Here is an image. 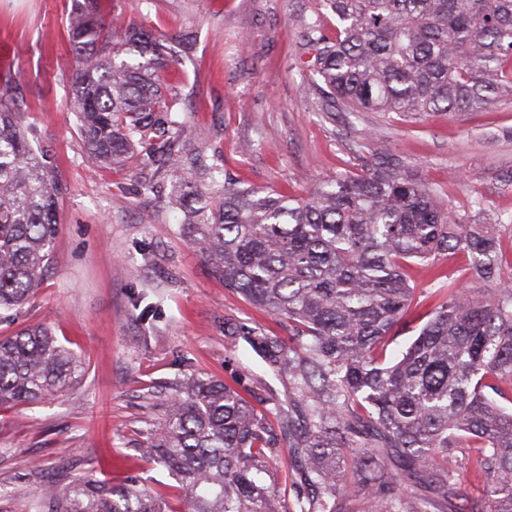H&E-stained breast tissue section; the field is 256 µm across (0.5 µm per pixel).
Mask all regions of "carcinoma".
<instances>
[{
	"label": "carcinoma",
	"instance_id": "1",
	"mask_svg": "<svg viewBox=\"0 0 512 512\" xmlns=\"http://www.w3.org/2000/svg\"><path fill=\"white\" fill-rule=\"evenodd\" d=\"M333 35L307 24L306 67L319 112L418 119L481 112L512 92V0H324ZM68 107L87 160L134 166L138 195L157 179L183 213L179 231L224 287L286 335L224 318V343L288 378L258 411L224 381L192 374L167 387L138 451L180 484L184 512H512V265L492 224L392 161L384 142L364 173L322 180L303 197L217 178L224 166L187 137L183 92L163 72L195 41L99 14L74 0ZM22 93L0 88V311L35 294L50 263L65 187L36 151ZM471 255L467 285L441 262ZM435 269L436 304L406 350L391 336ZM80 357L43 324L0 338V406L34 405L80 375ZM288 449L293 498L274 483ZM468 455L461 487L451 459ZM34 512H173L146 487L86 472Z\"/></svg>",
	"mask_w": 512,
	"mask_h": 512
}]
</instances>
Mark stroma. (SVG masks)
Returning a JSON list of instances; mask_svg holds the SVG:
<instances>
[{
	"mask_svg": "<svg viewBox=\"0 0 512 512\" xmlns=\"http://www.w3.org/2000/svg\"><path fill=\"white\" fill-rule=\"evenodd\" d=\"M71 0H0V85L20 88L34 147L50 150L68 192L58 204L51 262L29 303L0 314V337L48 324L85 361L67 391L36 406L0 408V512H30L47 488L62 489L87 470L115 484L147 485L180 508L179 484L135 450L147 419L148 387L196 372L260 399L283 395L285 380L224 343L225 317L280 327L228 291L175 231L170 187L134 191V170L97 169L85 160L66 109ZM126 19L164 32L193 26L194 61L185 62L183 114L195 143L224 158L247 187L306 194L318 181L370 168L368 140L386 141L395 158L444 188L452 205L484 200L512 241V95L484 112L437 115L418 123L396 114L350 118L315 112L304 68L305 24L336 17L321 0H123ZM165 291L161 306L134 308L146 288Z\"/></svg>",
	"mask_w": 512,
	"mask_h": 512,
	"instance_id": "obj_1",
	"label": "stroma"
}]
</instances>
